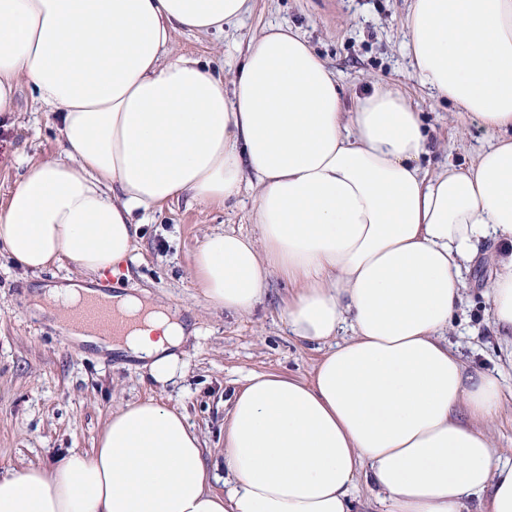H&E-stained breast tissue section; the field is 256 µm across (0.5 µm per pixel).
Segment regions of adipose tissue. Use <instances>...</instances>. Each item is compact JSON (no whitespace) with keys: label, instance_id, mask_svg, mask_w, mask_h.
<instances>
[{"label":"adipose tissue","instance_id":"1","mask_svg":"<svg viewBox=\"0 0 512 512\" xmlns=\"http://www.w3.org/2000/svg\"><path fill=\"white\" fill-rule=\"evenodd\" d=\"M251 8L0 0V112L28 85L59 112L62 137L0 204L13 262L115 274L135 212L186 194L221 205L246 185L257 233L206 237L193 256L202 292L247 315L270 278L288 279L289 334L325 347L311 380L257 372L232 391L223 474L182 412L131 402L91 452L0 477V512H358L361 478L387 512H512V463L483 428L500 378L466 374L446 337L462 270L488 241L491 318L512 337V0H411L402 20L420 84L491 135L470 162L434 174L408 98L377 85L345 111L326 63L291 28L264 29L229 81L176 50L178 34L222 32ZM93 294L82 283L37 290L32 309L73 342L172 379L185 320L116 294L131 326L108 336L75 316Z\"/></svg>","mask_w":512,"mask_h":512}]
</instances>
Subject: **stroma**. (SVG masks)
Instances as JSON below:
<instances>
[{
	"label": "stroma",
	"mask_w": 512,
	"mask_h": 512,
	"mask_svg": "<svg viewBox=\"0 0 512 512\" xmlns=\"http://www.w3.org/2000/svg\"><path fill=\"white\" fill-rule=\"evenodd\" d=\"M410 0H252L241 20L216 34L183 33L178 51L201 54L232 78L252 39L271 25L297 30L326 62L341 86L344 109L378 84L398 87L421 112L430 133L428 166L474 158L490 136L450 104L436 101L417 81L401 18ZM61 149L58 114L20 86L13 113L0 115V203L25 169ZM134 249L117 292L135 293L191 317L196 331L183 346L175 377L155 381L116 356L73 345L52 316L33 315L37 283L77 277L69 262L33 272L0 249V477L30 466L52 467L69 449L91 451L113 410L152 399L182 411L199 432L209 465L223 463L226 400L254 372L310 379L322 352L290 336L283 320L287 282L274 279L249 315L210 306L192 269V257L216 230L255 232L252 192L224 205L184 197L161 210L137 213ZM496 246L482 245L465 277L468 289L448 341L468 372L499 375L504 398L489 426L501 458H512V364L490 317L485 288L495 272Z\"/></svg>",
	"instance_id": "1"
}]
</instances>
